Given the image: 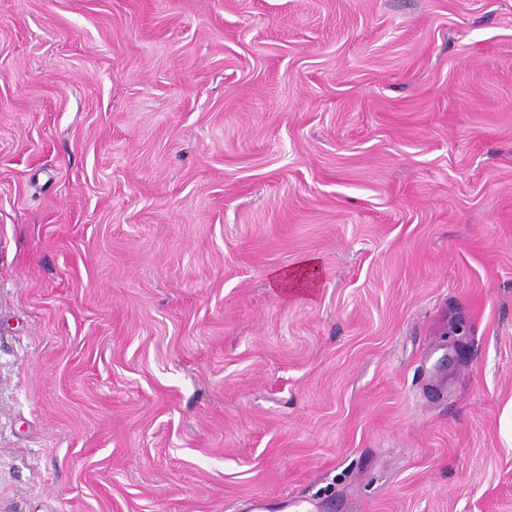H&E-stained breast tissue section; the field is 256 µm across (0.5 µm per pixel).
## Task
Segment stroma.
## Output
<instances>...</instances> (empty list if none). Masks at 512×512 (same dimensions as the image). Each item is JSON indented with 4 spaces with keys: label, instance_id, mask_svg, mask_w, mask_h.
<instances>
[{
    "label": "stroma",
    "instance_id": "obj_1",
    "mask_svg": "<svg viewBox=\"0 0 512 512\" xmlns=\"http://www.w3.org/2000/svg\"><path fill=\"white\" fill-rule=\"evenodd\" d=\"M258 497L512 512V0H0V512ZM316 270L317 266L315 265L314 260H309L300 266L298 272H301V275L296 273V271L289 274L286 273V275L276 273L274 281L277 287L284 288L285 292H288V288H292V290L297 288H311L312 285L315 284V281L309 282V276L312 272H316ZM288 281L292 283L289 285Z\"/></svg>",
    "mask_w": 512,
    "mask_h": 512
}]
</instances>
